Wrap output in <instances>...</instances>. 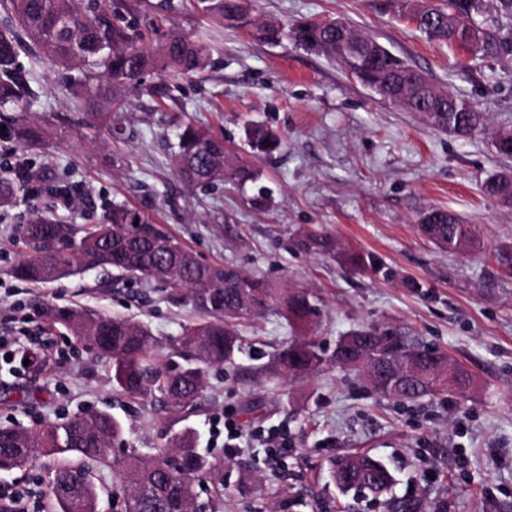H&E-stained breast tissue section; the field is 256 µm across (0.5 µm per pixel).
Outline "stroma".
<instances>
[{
	"mask_svg": "<svg viewBox=\"0 0 512 512\" xmlns=\"http://www.w3.org/2000/svg\"><path fill=\"white\" fill-rule=\"evenodd\" d=\"M398 0H254L260 22L289 26L302 18L339 19L375 38L438 88L486 114L484 130L459 139L417 112L384 101L342 67L292 41L271 46L241 28L201 20L190 0H118L120 22L134 23L153 46L174 30L203 40L212 65L191 78L149 70L145 90L126 94L111 131L88 116L84 76L55 65L24 42L19 63L34 94L26 106L0 104V127L44 175L32 193L0 208V328L26 319L44 331V360L14 373L15 341L0 351V425L30 429L103 410L123 421L124 449L154 455L192 430L194 449L223 467L224 489L205 485L208 512H389L386 503L341 494L326 477L330 458L363 452L395 470L397 493L413 492L433 512H512V278L491 256L512 243V205L488 198L484 181L512 172L498 156L496 133L512 130V56L484 59L427 40ZM223 139L274 191L271 205L247 204L227 184L204 192L179 179L171 153L180 124ZM280 132L285 147L254 157L246 124ZM40 133L30 145L25 130ZM83 197L70 210L93 224L102 202L153 217L204 263L233 262L282 290L304 289L319 316L311 334L325 347L371 323L406 327L464 364L476 383L465 397L397 402L363 378L324 369L297 383L254 379L243 370L292 334L270 311L240 320L244 351L212 370L194 410L174 414L112 386L108 360L88 351L49 310L87 309L148 324L175 339L199 315L173 300L167 285H146L103 270L45 284L15 278L29 253L17 228L35 214L54 215L57 188ZM443 207L476 225L481 247L449 253L417 231L421 212ZM302 228H321L345 248L377 254L398 270L386 281L296 245ZM416 281L418 289L408 288ZM32 487L34 512H55L44 458L0 471V493Z\"/></svg>",
	"mask_w": 512,
	"mask_h": 512,
	"instance_id": "1",
	"label": "stroma"
}]
</instances>
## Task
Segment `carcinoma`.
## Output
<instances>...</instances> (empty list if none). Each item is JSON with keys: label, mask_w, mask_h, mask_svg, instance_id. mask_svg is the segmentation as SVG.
<instances>
[{"label": "carcinoma", "mask_w": 512, "mask_h": 512, "mask_svg": "<svg viewBox=\"0 0 512 512\" xmlns=\"http://www.w3.org/2000/svg\"><path fill=\"white\" fill-rule=\"evenodd\" d=\"M250 0H196V11L217 23L249 24ZM20 27L43 56L68 68L86 70L97 84L86 85L87 94L98 97L102 112L93 116L110 119L112 109L127 91H137L144 72L157 68L183 78L205 71L210 63L206 45L190 35L174 31L156 47H145L142 35L131 26L120 27L107 5L98 0H11ZM483 0H440L412 12L417 28L426 36L445 41L476 56L500 58L512 55V32L492 34L477 17ZM260 41L275 44L292 38L305 49L338 63L346 74L385 100L420 112L431 124L451 136L467 137L481 129L485 114L463 96L438 90L421 72L407 65L372 37L349 27L338 33L319 21L302 19L284 29L275 24L252 27ZM19 45L15 36L0 32V101L24 103L34 95L23 76L14 73ZM246 141L256 156H269L284 147L282 136L268 127L246 128ZM173 166L180 178L197 185L230 182L255 183L260 173L234 158L224 140L208 136L191 124L178 127ZM38 182L30 172L24 177L0 172V206L16 193ZM484 194L512 203V181L487 180ZM33 224H47L52 233L42 253H34L13 269L16 278L46 283L80 270L104 267L146 282L173 285L186 296L201 322L188 327L177 344L193 350L182 363L158 361L161 345L147 325L131 320L60 312L55 318L67 323L80 341L96 336L93 351L112 362V380L126 394L164 405L172 413L194 406L206 385L209 368L235 363L242 349L236 321L274 310L293 327L307 328L316 317L311 296L304 291L286 294L233 264L200 262L181 240L166 232L143 211L125 204H106L96 224L78 225L68 217H35ZM420 233L450 252L475 250L480 242L474 225L445 209H432L420 217ZM301 249L335 257L359 274L393 278L395 274L374 254L342 250L323 229L305 230ZM498 267L512 276V244L494 250ZM354 372L370 380L375 391L396 401L425 397L461 396L474 386L472 374L460 363L421 337L398 328L371 325L354 330L336 342L331 357L311 336H299L281 346L253 374L290 382L303 379L323 366ZM122 423L107 413L46 422L33 430L0 427V471L30 462L34 450L57 461L48 483L58 512H97L95 471L110 467L128 487L123 512H187L198 499L197 487L221 481V468L190 451L194 440L186 431L174 436L157 454L144 458L131 452L112 457L109 442L122 437ZM329 472H339L349 487L343 490L372 497L388 493L395 477L388 465L367 454H348L330 462ZM393 512H427L414 495L399 498Z\"/></svg>", "instance_id": "cac0c4a2"}]
</instances>
